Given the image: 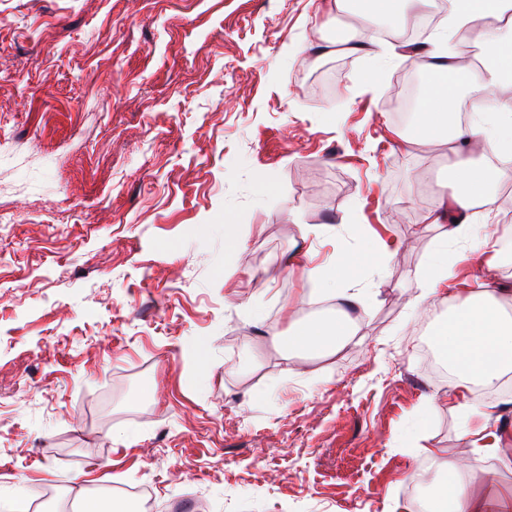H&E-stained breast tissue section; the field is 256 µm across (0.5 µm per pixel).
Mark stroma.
I'll return each mask as SVG.
<instances>
[{
	"label": "stroma",
	"mask_w": 512,
	"mask_h": 512,
	"mask_svg": "<svg viewBox=\"0 0 512 512\" xmlns=\"http://www.w3.org/2000/svg\"><path fill=\"white\" fill-rule=\"evenodd\" d=\"M339 24L326 0H0V512L138 482L156 512H385L459 455L409 303L448 159L398 137L399 56L343 55L313 94ZM301 248L373 300L295 375L281 308L326 297L279 270Z\"/></svg>",
	"instance_id": "1"
}]
</instances>
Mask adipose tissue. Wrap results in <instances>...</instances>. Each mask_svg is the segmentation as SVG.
<instances>
[{
    "label": "adipose tissue",
    "mask_w": 512,
    "mask_h": 512,
    "mask_svg": "<svg viewBox=\"0 0 512 512\" xmlns=\"http://www.w3.org/2000/svg\"><path fill=\"white\" fill-rule=\"evenodd\" d=\"M443 7L447 23L428 47L414 53L442 79L423 89L407 142L447 149L452 193L442 209L425 217L426 223L439 229L437 257L420 273L423 286L412 300L416 306L448 293L456 265L466 258L464 252L451 250L453 242L479 238L490 273L512 262V252L501 246L502 235L480 233L473 222L474 209L487 201L488 190L512 179V85L504 81L512 73V42L503 40L512 33V0H445ZM473 22L479 24L483 38L497 46L495 63L476 85L470 81L471 67L443 48L454 29ZM471 87L487 106L461 123L455 114L463 92ZM347 273L344 266L308 269L309 278L332 281L330 296L336 308L302 318L292 306L283 307L289 329L282 344L291 356L327 358L352 342L353 316L369 306L371 297L346 288ZM505 296V289L490 275L475 280L467 299L453 306L435 329V343L448 364L452 396L463 422L460 438L468 449L467 457L449 464L447 477L436 489L435 512H512V486L480 495L469 491L466 480L473 458L494 461L498 469L512 472V435L497 426L500 402L472 398L475 388L498 389L502 378L512 374V302H506Z\"/></svg>",
    "instance_id": "adipose-tissue-1"
}]
</instances>
